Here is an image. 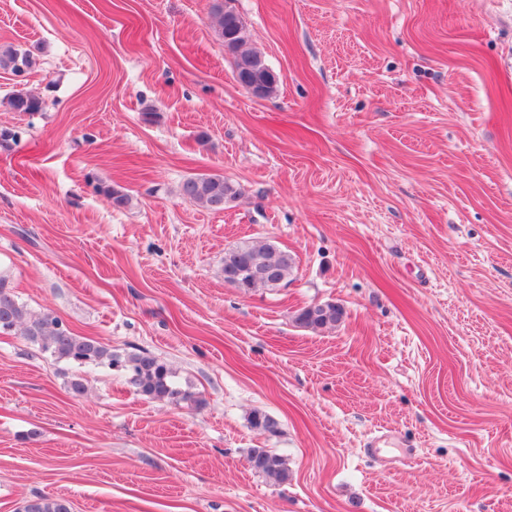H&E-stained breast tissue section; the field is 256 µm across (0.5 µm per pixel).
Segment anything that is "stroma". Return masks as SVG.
Returning a JSON list of instances; mask_svg holds the SVG:
<instances>
[{"label": "stroma", "instance_id": "1", "mask_svg": "<svg viewBox=\"0 0 512 512\" xmlns=\"http://www.w3.org/2000/svg\"><path fill=\"white\" fill-rule=\"evenodd\" d=\"M213 3L0 0V49L34 57L0 69V276L201 399L0 332V512H512V0H231L267 99ZM204 173L241 196L194 205ZM266 239L292 281L225 285V250ZM328 301L340 324L294 322ZM215 31L224 43V48L234 58V72L237 81L244 73H252L259 78L268 77L262 99L271 97L276 91L277 78L269 74L270 67L263 55L253 49L245 48V27L240 16L233 10H224V1L215 0L212 6ZM32 65L31 55L27 51L15 48H6L0 51V69L11 70L19 74ZM184 197L197 206L213 212L223 211L224 201L241 195L240 187L221 175H196L187 178L181 186ZM247 462L250 470L255 474L275 476L283 482L288 480V463L281 455L265 448H254L248 454ZM22 512H70V505L60 497L37 496L26 501Z\"/></svg>", "mask_w": 512, "mask_h": 512}]
</instances>
